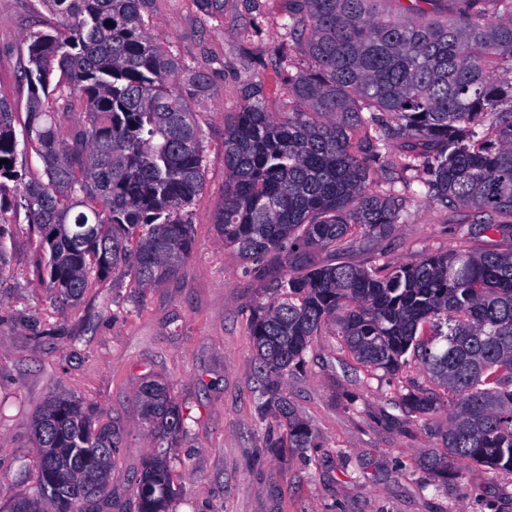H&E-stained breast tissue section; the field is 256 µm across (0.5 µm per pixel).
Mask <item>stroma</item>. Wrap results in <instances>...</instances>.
<instances>
[{
  "mask_svg": "<svg viewBox=\"0 0 512 512\" xmlns=\"http://www.w3.org/2000/svg\"><path fill=\"white\" fill-rule=\"evenodd\" d=\"M282 0H226L223 21L200 18L191 0H155L149 30L192 65L211 91L196 110L204 135L205 180L189 207L194 249L178 274L136 300L131 276L93 281L74 306L46 286L38 236L26 210L6 217L9 262L0 273V512L14 490L37 477L32 419L50 398L75 396L125 427L112 479L127 486L152 441L135 398L152 375L165 380L189 416L174 450L172 512H512V473L456 466L432 483L423 459L443 453L440 411L409 421L401 386L428 385L418 365L398 378L366 371L333 328L314 337L305 361L285 380L289 399L317 433L316 447L273 454L256 411L260 380L248 329L260 282L214 217L224 201V123L241 103L244 81L263 82L269 112L288 109L286 71L271 65L281 37ZM39 0H0V97L15 106L23 132L28 87L20 77L30 30L58 25ZM467 236L461 215L423 206L380 247L355 248L344 261L396 265L413 255L456 249Z\"/></svg>",
  "mask_w": 512,
  "mask_h": 512,
  "instance_id": "1",
  "label": "stroma"
}]
</instances>
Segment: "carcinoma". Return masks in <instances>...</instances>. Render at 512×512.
Listing matches in <instances>:
<instances>
[{
    "instance_id": "cac0c4a2",
    "label": "carcinoma",
    "mask_w": 512,
    "mask_h": 512,
    "mask_svg": "<svg viewBox=\"0 0 512 512\" xmlns=\"http://www.w3.org/2000/svg\"><path fill=\"white\" fill-rule=\"evenodd\" d=\"M58 28L25 35V141L47 182L19 164L12 105L0 98V188L14 183L44 250L56 299H83L93 277L122 272L141 291L177 273L193 251L188 207L203 186V140L192 103L209 95L206 69L148 32L153 0H39ZM210 19L225 0H192ZM285 0L274 65L296 69L289 111L266 109L264 87L241 88L224 127V206L216 227L263 283L249 316L263 386L261 419L280 433L265 447H316L284 380L313 337L332 325L370 370L396 376L410 354L443 390L400 394L411 418L448 408L453 460L512 472V248L464 243L395 267L324 262V251L393 237L424 201L469 210L476 235L512 241V0ZM84 113L65 128L60 117ZM380 162L373 169L370 162ZM424 175L426 192L407 173ZM0 195V271L6 264ZM157 451L131 484L138 512H169L170 459L187 416L169 386L136 390ZM37 481L10 512H112V471L126 430L77 397L49 400L34 419ZM90 478L83 484L78 475ZM98 494L93 508L82 486Z\"/></svg>"
}]
</instances>
